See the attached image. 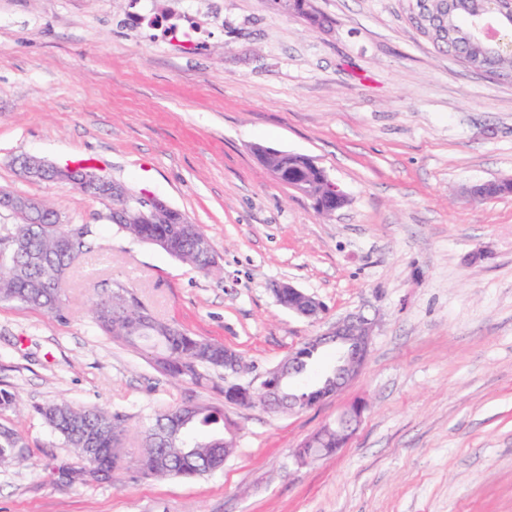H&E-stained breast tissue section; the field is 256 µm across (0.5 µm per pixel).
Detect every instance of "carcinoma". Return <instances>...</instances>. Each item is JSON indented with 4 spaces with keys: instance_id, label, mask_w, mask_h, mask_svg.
Masks as SVG:
<instances>
[{
    "instance_id": "carcinoma-1",
    "label": "carcinoma",
    "mask_w": 512,
    "mask_h": 512,
    "mask_svg": "<svg viewBox=\"0 0 512 512\" xmlns=\"http://www.w3.org/2000/svg\"><path fill=\"white\" fill-rule=\"evenodd\" d=\"M490 7L489 0H440L433 10L448 24V42L441 46L461 61L475 43L469 35L474 14ZM480 55L491 60L502 74L512 73V54L490 44ZM55 211L38 218L36 224H0V303H19L49 313L62 315L64 305L56 281L64 278L76 262L92 251V229L77 250L61 246ZM185 216L174 210L161 223L132 219L117 229L136 240L157 245L167 242L163 251L173 258L196 267L199 255L195 238L187 235L182 221ZM21 238L22 248L14 245ZM113 323L102 320L99 326L112 340L136 346L140 342L157 350L156 363L162 373L178 380L199 384L206 379L205 370L224 368V345L193 336L178 325L147 317L133 292L119 285L112 290ZM300 399L290 380L282 385V403L277 404L258 394L255 403L266 411L288 409V398ZM48 427L63 443L72 448L74 467L56 475L67 484H86L96 480L85 468L95 466L114 473L128 467L144 476L200 478L224 466L229 449L235 445L236 433L224 421V410L210 405H190L166 410L145 431L140 455L125 465V447H117V429H125L124 416L97 406H75L59 401L35 407ZM346 443L336 426H327L295 450L301 457L329 455ZM100 448L93 461L84 457L83 449ZM28 459L27 444L13 428L0 425V465H22Z\"/></svg>"
}]
</instances>
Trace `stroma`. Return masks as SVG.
<instances>
[{
  "instance_id": "stroma-1",
  "label": "stroma",
  "mask_w": 512,
  "mask_h": 512,
  "mask_svg": "<svg viewBox=\"0 0 512 512\" xmlns=\"http://www.w3.org/2000/svg\"><path fill=\"white\" fill-rule=\"evenodd\" d=\"M312 30L268 0H0V190L93 230L63 280V316L0 303V411L29 446L0 466V512H512V76L467 68L411 27L403 0H311ZM304 154L347 197L330 215L277 182L257 147ZM87 160L137 198L201 225L200 273L107 221L110 201L28 180L15 161ZM152 314L236 350L246 383L336 320L377 326L362 370L299 412L224 401V380L175 383L154 353L107 336L90 302L115 283ZM290 283L318 320L276 302ZM125 415L132 446L161 412L205 403L237 432L199 479L57 483L72 458L35 406ZM357 400L335 454L294 448Z\"/></svg>"
}]
</instances>
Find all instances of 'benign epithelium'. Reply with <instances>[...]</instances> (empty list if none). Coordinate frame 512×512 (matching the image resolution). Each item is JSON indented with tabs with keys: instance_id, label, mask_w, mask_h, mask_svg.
I'll use <instances>...</instances> for the list:
<instances>
[{
	"instance_id": "benign-epithelium-1",
	"label": "benign epithelium",
	"mask_w": 512,
	"mask_h": 512,
	"mask_svg": "<svg viewBox=\"0 0 512 512\" xmlns=\"http://www.w3.org/2000/svg\"><path fill=\"white\" fill-rule=\"evenodd\" d=\"M277 10L298 16L314 28H320L316 23V17L312 12L310 0H268ZM477 34L486 40H495L506 50L512 52V31H500L496 20L492 15L479 16L473 22ZM20 173L30 180H50L63 185H68L82 193H95L102 200L114 202V206L108 215L113 224H123L127 219L125 208L119 203L135 204L140 219L164 218L170 207L158 198H134L127 188L113 180L106 179L93 169L80 167H58L47 164L33 156H25L17 160ZM271 175L281 184L306 195L313 200L318 211H324L323 201L328 198L337 204L346 200L345 193L333 181L328 180V190L325 196H315L311 193L309 181L299 176L288 174L280 165L271 169ZM498 188V194H512V179L500 181H488L477 184L468 190V195L473 199H480L489 188ZM0 209L5 210L20 218V223L30 224L33 217L42 213L45 204L38 199L17 195L7 191H0ZM274 294L279 305L288 311L306 318L317 319L323 312V307L316 299L305 291L290 284H284L274 289ZM374 322L359 313L336 322L325 333L312 337L300 349L291 353L278 366L266 371L259 377V382L253 381L242 384L234 381L228 385L234 387L242 397H249L259 389L273 390L277 388L287 374H302L306 363L305 359L318 352L324 346L333 345L338 351L336 367L330 372L326 380L312 389L311 396L314 402H319L335 396L346 387L359 373L365 364L372 341ZM364 406L353 403L346 410V429L349 435H354L361 421Z\"/></svg>"
}]
</instances>
